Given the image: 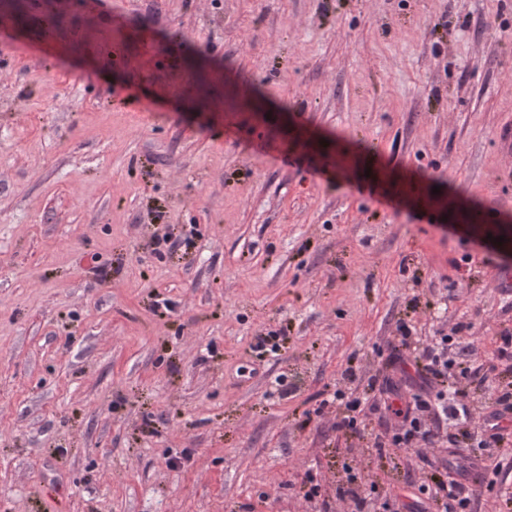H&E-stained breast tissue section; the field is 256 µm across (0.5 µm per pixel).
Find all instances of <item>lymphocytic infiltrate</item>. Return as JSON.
I'll use <instances>...</instances> for the list:
<instances>
[{
  "label": "lymphocytic infiltrate",
  "mask_w": 512,
  "mask_h": 512,
  "mask_svg": "<svg viewBox=\"0 0 512 512\" xmlns=\"http://www.w3.org/2000/svg\"><path fill=\"white\" fill-rule=\"evenodd\" d=\"M400 361L414 365L416 376L425 386V394L406 397L396 409L399 427L392 435H375L373 446L376 450L388 447L401 448L414 452L421 462H428L427 448L438 443L458 447L462 441H476L481 448H497L512 440V389L502 390L495 399L493 409L487 411L478 423L465 426L461 432L440 435L425 423L428 415L440 412L459 416L467 409L460 404L465 391L462 380L470 378L467 365L468 351L460 349L455 359H448L447 337H439L433 342L424 343L412 340L410 334H402ZM426 494L427 506L419 507L418 512H429V505H436L442 512H468L471 504L469 489L461 480L431 477L428 484L422 485Z\"/></svg>",
  "instance_id": "lymphocytic-infiltrate-1"
}]
</instances>
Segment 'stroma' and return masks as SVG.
Here are the masks:
<instances>
[{
	"label": "stroma",
	"mask_w": 512,
	"mask_h": 512,
	"mask_svg": "<svg viewBox=\"0 0 512 512\" xmlns=\"http://www.w3.org/2000/svg\"><path fill=\"white\" fill-rule=\"evenodd\" d=\"M510 131L512 0H0V512H413L332 395L395 430L402 322L512 383Z\"/></svg>",
	"instance_id": "35a3bbf8"
}]
</instances>
